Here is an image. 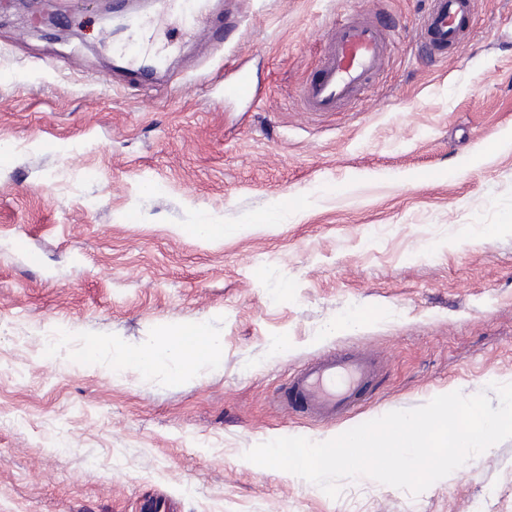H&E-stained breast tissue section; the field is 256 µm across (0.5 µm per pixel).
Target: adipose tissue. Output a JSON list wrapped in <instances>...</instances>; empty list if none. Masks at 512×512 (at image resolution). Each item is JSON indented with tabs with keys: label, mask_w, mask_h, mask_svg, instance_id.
<instances>
[{
	"label": "adipose tissue",
	"mask_w": 512,
	"mask_h": 512,
	"mask_svg": "<svg viewBox=\"0 0 512 512\" xmlns=\"http://www.w3.org/2000/svg\"><path fill=\"white\" fill-rule=\"evenodd\" d=\"M223 343L203 324L173 328L161 327L152 344L130 351L113 352V371L120 374L128 370L142 375L154 373L163 363L173 362L170 377L180 382L198 369L217 366L222 357Z\"/></svg>",
	"instance_id": "adipose-tissue-1"
}]
</instances>
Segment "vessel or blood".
<instances>
[{
	"instance_id": "obj_1",
	"label": "vessel or blood",
	"mask_w": 512,
	"mask_h": 512,
	"mask_svg": "<svg viewBox=\"0 0 512 512\" xmlns=\"http://www.w3.org/2000/svg\"><path fill=\"white\" fill-rule=\"evenodd\" d=\"M175 2L186 29L209 16V0ZM474 9V0H430L419 30L423 48L434 58H447L449 50L460 47ZM389 50L385 31L369 15L334 23L316 72L301 90L303 106L311 112H335L358 100L381 71ZM381 370V361L371 352L328 349L290 375L276 398L289 412L333 421L364 402Z\"/></svg>"
}]
</instances>
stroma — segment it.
<instances>
[{
	"instance_id": "35a3bbf8",
	"label": "stroma",
	"mask_w": 512,
	"mask_h": 512,
	"mask_svg": "<svg viewBox=\"0 0 512 512\" xmlns=\"http://www.w3.org/2000/svg\"><path fill=\"white\" fill-rule=\"evenodd\" d=\"M106 7L0 0V512H512V438L416 496L360 476L332 498L244 458L512 383V0H475L437 65L416 42L427 0H250L220 52L157 2L149 81L115 68ZM357 12L390 33L384 68L306 111L300 85ZM242 73L256 101L225 97ZM205 218L232 235L186 233ZM196 323L218 366L113 374L111 343ZM90 337L108 346L78 365ZM349 347L383 360L360 409L317 423L275 402Z\"/></svg>"
}]
</instances>
